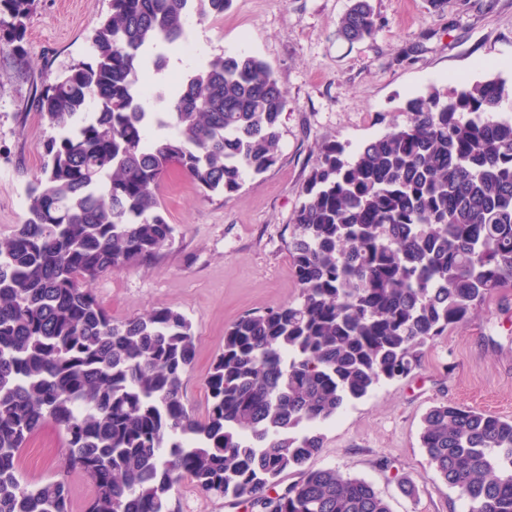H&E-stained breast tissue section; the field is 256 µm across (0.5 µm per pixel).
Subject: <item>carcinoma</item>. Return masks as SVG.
Wrapping results in <instances>:
<instances>
[{"mask_svg": "<svg viewBox=\"0 0 512 512\" xmlns=\"http://www.w3.org/2000/svg\"><path fill=\"white\" fill-rule=\"evenodd\" d=\"M92 63L75 62L35 101L58 135L27 188V218L0 237V512H71L70 475L94 486L86 512H172L186 480L270 512H391L373 486L310 461L318 427L421 348L512 287V85L500 77L408 100V120L351 153L319 147L293 218L296 300L241 316L194 417L184 377L191 322L159 308L122 322L90 284L157 258L174 226L165 175L238 192L273 166L288 97L249 54L215 55L168 90L140 80L144 50L182 46L188 20L230 0H110ZM35 0H0V48L22 57ZM380 29L371 0L336 27L349 43ZM52 422L67 459L21 480V450ZM421 447L469 512H512V419L453 402L423 417ZM292 470L299 479L266 491Z\"/></svg>", "mask_w": 512, "mask_h": 512, "instance_id": "cac0c4a2", "label": "carcinoma"}]
</instances>
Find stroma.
<instances>
[{
    "mask_svg": "<svg viewBox=\"0 0 512 512\" xmlns=\"http://www.w3.org/2000/svg\"><path fill=\"white\" fill-rule=\"evenodd\" d=\"M380 22L375 38L349 44L336 26L350 0H232L224 15L190 26L200 57L244 52L264 60L288 95L280 118L276 163L246 175L233 195L207 193L179 172L161 187V212L174 237L149 265L108 274L92 285L114 320L168 307L184 314L196 337L185 377L186 405L204 418L205 379L224 347V332L248 312L297 299L288 254L302 187L318 148L351 146L405 123V104L426 87L450 88L493 73L512 84V0H371ZM110 0H36L26 54L0 50V235L26 219L25 189L53 136L34 100L75 61H92L91 36ZM455 402L512 418V288L494 294L468 320L421 350L418 367L347 404L323 425L316 468L365 479L392 512H467L437 478L420 446L423 415ZM65 435L46 423L22 453L30 483L52 477L65 460ZM413 494H405L404 483ZM175 512H261L200 493L183 482Z\"/></svg>",
    "mask_w": 512,
    "mask_h": 512,
    "instance_id": "35a3bbf8",
    "label": "stroma"
}]
</instances>
